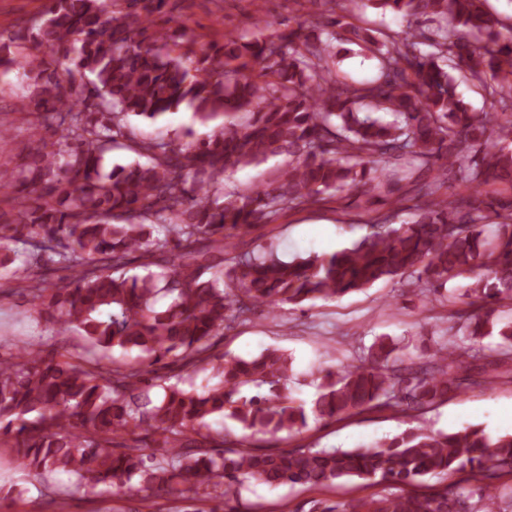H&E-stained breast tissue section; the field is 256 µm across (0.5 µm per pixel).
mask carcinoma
I'll return each instance as SVG.
<instances>
[{"label":"carcinoma","instance_id":"carcinoma-1","mask_svg":"<svg viewBox=\"0 0 512 512\" xmlns=\"http://www.w3.org/2000/svg\"><path fill=\"white\" fill-rule=\"evenodd\" d=\"M300 1L341 14L202 44L163 14L167 0H46L39 19L0 33V66L28 88L0 105V141L11 131L1 116L18 112L37 142L0 170L10 185L0 190L3 294L29 291L52 333L86 344L80 364L30 344L0 359V445L52 502L74 488L142 505L194 491L212 506L188 512H234L252 481L330 489L437 477L445 485L428 493L385 491L321 512H475V496L512 509V434L413 427L354 450L257 452L226 446L212 427L228 419L275 436L373 408L408 416L475 384L468 351L494 331L508 347L490 365L512 363V318H500L512 302V16L487 0L363 2L425 18L427 35L410 23L356 26L347 0ZM338 41L370 54L376 78L338 75ZM445 61L463 64L504 120L470 111ZM183 103L216 122L206 137L142 139L128 121ZM117 149L146 162L105 170ZM283 154L292 163L266 187H226L228 173ZM354 190L384 195L390 210L352 246L291 259L262 243L241 248L288 212ZM407 209L410 221L391 223ZM490 212L498 222L486 238L477 224ZM50 270L66 284L44 287ZM381 282L468 305L446 328L468 350L444 343L405 359L378 338L352 363L318 370L309 405L292 396L284 352H213L261 307ZM206 372L202 390L182 386V374Z\"/></svg>","mask_w":512,"mask_h":512}]
</instances>
